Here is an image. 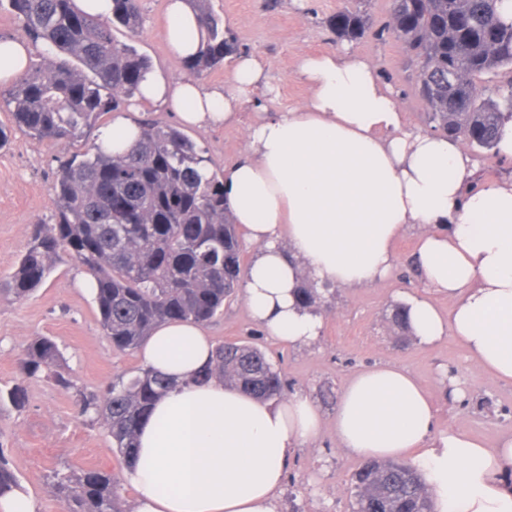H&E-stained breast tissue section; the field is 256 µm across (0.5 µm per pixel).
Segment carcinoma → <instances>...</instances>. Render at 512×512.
I'll list each match as a JSON object with an SVG mask.
<instances>
[{"mask_svg":"<svg viewBox=\"0 0 512 512\" xmlns=\"http://www.w3.org/2000/svg\"><path fill=\"white\" fill-rule=\"evenodd\" d=\"M188 2L198 20L199 45L183 64L198 78L224 66L239 46L210 0ZM7 3L25 34L43 47V63L29 64L9 88L0 89V110L9 113L12 129L37 143L79 142L105 116L130 105L152 68L132 45L143 30L141 0H112L109 17L88 14L75 0ZM511 9L512 0H389L385 26L417 61L418 93L433 131L494 153L512 121V17L505 15ZM328 25L341 40L370 33L352 0ZM118 26L131 43L114 39ZM54 54L72 62L57 64ZM503 71L509 76L495 96L481 97L477 81ZM138 127L126 150L97 144L60 163L49 189L54 223L33 225L7 288L22 300L59 264H78L95 282L99 324L120 354L138 349L167 321L210 323L240 287L245 251L223 181L202 172L208 164L204 150L176 126L144 120ZM297 297L302 308L322 312L315 287L301 286ZM22 364L28 377L45 371L62 389L74 388L57 344L47 336L28 341ZM213 377L259 400L278 399L286 389L265 352L241 342L216 346L196 380ZM172 386L170 377L144 369L118 376L101 399L77 392L75 404L81 415L105 426L125 466L154 401ZM5 400L25 407L23 384L0 394V402ZM54 480L67 512H123L117 473L91 469L76 476L57 470ZM351 486L352 512H432L428 487L408 462L368 460L352 475ZM19 488L0 451V498Z\"/></svg>","mask_w":512,"mask_h":512,"instance_id":"carcinoma-1","label":"carcinoma"}]
</instances>
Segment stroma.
<instances>
[{"instance_id":"stroma-1","label":"stroma","mask_w":512,"mask_h":512,"mask_svg":"<svg viewBox=\"0 0 512 512\" xmlns=\"http://www.w3.org/2000/svg\"><path fill=\"white\" fill-rule=\"evenodd\" d=\"M343 0H212L215 12L232 28L242 54L259 59L278 92L270 99L268 86H258L254 97L284 108L302 103L309 87L299 74L302 60L331 50L350 48L373 61L384 83L404 109L407 129L426 132L427 109L420 98L418 65L402 42L384 33L388 0H361L371 33L347 43L329 28L328 20ZM144 31L137 49L155 71L178 80L187 75L181 59L166 44L163 28L167 0H141ZM259 118L246 110L238 125L187 128V135L204 148L209 167L223 173L243 151L249 127ZM99 129L81 141L35 144L14 133L0 149V389L24 382L28 403L23 410L0 405V450L22 487L38 503V512H66L65 501L53 489V472L82 473L91 468L118 469L112 439L103 426L80 417L76 392L104 395L117 376L133 375L143 366L138 353L119 355L104 336L97 319L94 291L81 287L85 271L66 262L57 266L28 298L16 301L5 291L6 281L24 252L35 220L54 215L49 187L60 161L97 143ZM412 236L395 244L397 260L391 273L366 288H331L320 336L302 346L269 336L252 319L243 295L225 306L222 315L205 330L213 343L241 339L265 351L276 362L288 393H300L318 408L323 428L310 444L294 449L276 502V512H351V475L360 457L336 446L332 419L347 380L376 364H393L409 371L433 399L436 423L432 441L454 429L495 444L512 434V383L499 381L478 368L465 346L454 338L423 345L401 336L386 315L403 295L430 300L448 312L447 297L426 288L409 272ZM48 336L58 344L76 384L65 391L44 376L23 379L20 353L32 337Z\"/></svg>"}]
</instances>
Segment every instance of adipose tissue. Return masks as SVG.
Wrapping results in <instances>:
<instances>
[{"instance_id": "ef3b65f1", "label": "adipose tissue", "mask_w": 512, "mask_h": 512, "mask_svg": "<svg viewBox=\"0 0 512 512\" xmlns=\"http://www.w3.org/2000/svg\"><path fill=\"white\" fill-rule=\"evenodd\" d=\"M197 29L186 0H168L164 37L174 55L196 51L186 34ZM300 72L306 100L266 112L224 170L233 220L254 247L244 298L255 322L282 342L309 344L324 319L298 307L302 282L374 285L415 224L414 261L452 309L445 317L427 300L404 297L413 336L426 345L459 339L481 370L512 381V181L465 194L476 166L462 143L406 130L400 101L367 58L327 52L305 58ZM265 78L251 56L238 59L221 88L151 72L138 101L168 108L186 125L229 127ZM213 349L201 326L173 322L139 350L144 366L177 385L139 429L125 470L133 512H275L289 453L321 432L307 396L270 404L218 378L196 381ZM434 426L430 393L391 364L354 374L333 420L336 443L349 453L411 457L434 512H512V436L491 448L459 429L433 444Z\"/></svg>"}]
</instances>
